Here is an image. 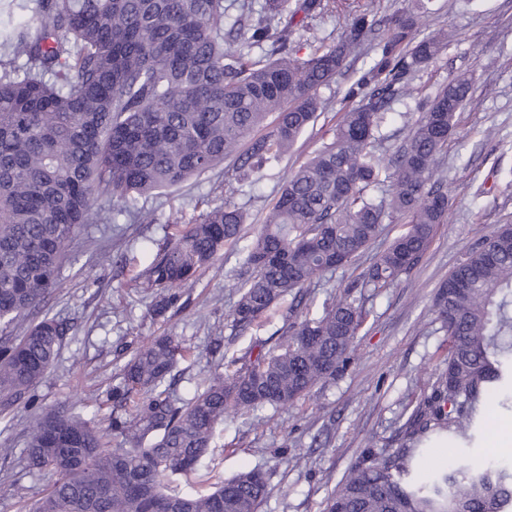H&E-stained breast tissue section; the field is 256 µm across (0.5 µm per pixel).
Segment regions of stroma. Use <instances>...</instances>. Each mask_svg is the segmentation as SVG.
Segmentation results:
<instances>
[{
    "label": "stroma",
    "instance_id": "obj_1",
    "mask_svg": "<svg viewBox=\"0 0 512 512\" xmlns=\"http://www.w3.org/2000/svg\"><path fill=\"white\" fill-rule=\"evenodd\" d=\"M346 24L336 13L309 18L292 37L296 57L306 58L313 37L334 40ZM442 29L453 31L454 41L436 63L416 75L413 97L392 103L380 130L381 152L396 151L407 141L427 95L456 73L473 76V101L458 114L440 163L448 211L410 272L385 288L364 284L375 251L403 230L393 218L386 220L372 251L327 273L302 305L285 298L247 330L233 327L240 256L231 250L185 289L178 308L162 316L150 310L145 269L183 227L199 218L202 201L238 207L248 224L261 225L285 178L313 155L339 119L350 86L342 78L320 89L325 112L277 163L243 180L232 157L208 175L141 197L137 206L152 214L149 224L120 215L112 223L81 225L64 249L55 289L28 315L34 322L48 316L67 324L58 356L33 389L18 397L0 395V512H18L21 502L38 498L49 481L20 463L38 407L77 402L84 418L108 426L112 389L121 382L124 365L158 336L174 337L185 348L171 387L190 398L213 373L223 371L226 360L244 366L255 343L275 346L289 323L321 315L328 298L356 299L368 312L347 370L291 406H268L224 421L213 454L202 460L196 475L179 479L178 486L188 494L203 492L210 473L230 478L257 469L268 481L258 512H325L328 497L363 449L400 447L404 424L416 404L430 395L448 348L431 310L436 289L470 243L496 225L512 224V0H430L418 35ZM419 453L438 467L484 457L512 464V408L492 409L483 439L470 447L441 448L432 439Z\"/></svg>",
    "mask_w": 512,
    "mask_h": 512
}]
</instances>
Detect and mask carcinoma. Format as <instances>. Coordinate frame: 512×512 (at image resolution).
Returning <instances> with one entry per match:
<instances>
[{
  "mask_svg": "<svg viewBox=\"0 0 512 512\" xmlns=\"http://www.w3.org/2000/svg\"><path fill=\"white\" fill-rule=\"evenodd\" d=\"M240 8L233 18L224 0H35L31 18L0 32V393L33 388L58 354L65 330L53 318L20 338L7 329L55 287L80 225L114 209L152 222L131 208L137 197L208 174L246 139L242 166L280 160L324 109L320 89L369 40L375 57L347 90L332 140L285 180L252 238L244 213L227 205L188 225L146 270L153 312L169 311L226 248L242 254L233 309L241 330L359 257L391 215L407 229L375 255L366 285L388 286L427 250L448 210L434 179L438 158L472 97V76L457 74L427 96L408 144L389 161L374 144L391 103L413 96L415 75L448 36L416 40L414 12L388 20L381 34L370 0H263L248 25V0ZM329 11L350 20L336 44L293 58L294 29ZM271 114L274 129L254 135ZM385 182L388 196L368 197ZM433 311L448 352L431 396L406 423L407 443L364 451L326 512H512V471L486 462L411 478L414 444L438 432L470 445L491 401L512 407V224L463 251ZM366 318L354 299L327 302L321 316L292 322L283 342L213 375L188 400L167 384L183 347L170 336L149 341L112 389L113 406L133 403L127 417L103 430L73 405L46 408L29 426L21 462L51 478L19 512H258L268 485L257 470L196 495L165 484L196 470L225 417L290 406L336 376ZM112 433L126 447H112Z\"/></svg>",
  "mask_w": 512,
  "mask_h": 512,
  "instance_id": "cac0c4a2",
  "label": "carcinoma"
}]
</instances>
